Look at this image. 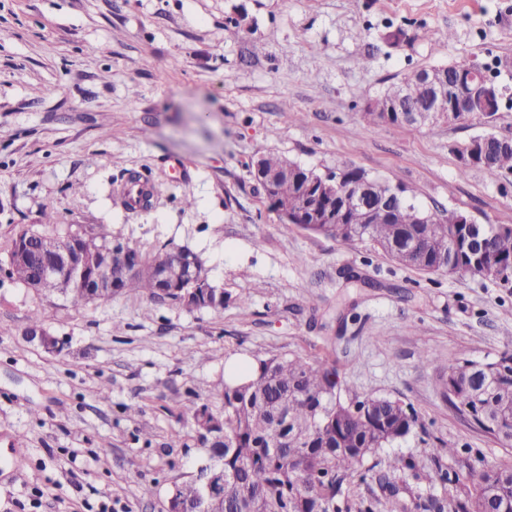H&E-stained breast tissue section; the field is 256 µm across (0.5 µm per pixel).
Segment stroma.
<instances>
[{"label": "stroma", "mask_w": 512, "mask_h": 512, "mask_svg": "<svg viewBox=\"0 0 512 512\" xmlns=\"http://www.w3.org/2000/svg\"><path fill=\"white\" fill-rule=\"evenodd\" d=\"M472 62L512 89V0H0V267L49 207L147 258L189 247L224 291L220 311L138 291L75 308L0 276V512H165L204 454L190 410L218 406L233 356L327 361L349 397L410 407L417 427L380 456L430 473L412 485L421 501L447 502L458 459L512 467V447L440 389L449 366L512 349V285L283 223L252 167L268 153L357 167L420 207L512 225V175L459 177L454 152L512 135V107L490 127L364 118L416 70ZM133 172L147 209L124 205ZM37 310L61 354L27 338Z\"/></svg>", "instance_id": "35a3bbf8"}]
</instances>
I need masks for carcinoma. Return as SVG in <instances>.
<instances>
[{
    "label": "carcinoma",
    "instance_id": "cac0c4a2",
    "mask_svg": "<svg viewBox=\"0 0 512 512\" xmlns=\"http://www.w3.org/2000/svg\"><path fill=\"white\" fill-rule=\"evenodd\" d=\"M402 92L409 107L426 100L423 86L409 75L370 102L368 123L379 125L387 104ZM467 111L488 124L499 109L473 88ZM483 137L489 154L478 169L494 179L512 173V150L499 149L501 134L488 131ZM344 171L340 191L352 195L363 187L366 173L355 167ZM307 178L308 170L299 168L296 181L281 183L271 199L273 206L291 215L301 211L300 189ZM44 217L48 229H24L8 243L10 277L39 294H60L72 305L83 306L90 297L70 272L44 275L41 244L45 240L62 244L72 238L85 253L100 257L114 237L102 224H70L59 231L53 228L51 211H45ZM303 228L341 243L371 242L390 258L424 273L512 284V225L419 224L402 203L372 224L363 223L362 213L353 211L344 224ZM190 257L203 271V262L188 248H164L146 259L127 242L125 257H113L107 274L117 292L138 289L156 301L160 283L149 269L165 270L168 287L182 288ZM340 388L336 367L329 362L280 358L259 361L255 374L242 383H224L222 410L203 404L191 414L196 432H202L200 421L206 415L221 434L219 440L207 435L200 443L207 450V462H216L213 473L223 483V496L205 498L201 482L193 476L176 484V506L184 512H374L372 501L352 502L351 479L361 473L368 458L409 435L417 417L388 397L343 401L336 394ZM443 397L485 433L512 442V349L492 361L465 360L449 367ZM285 406L286 422L278 419ZM404 469L413 471L415 465L399 459L383 469L369 467L381 494L398 512H409L396 478V472ZM447 480L452 490L441 510L478 512L483 506L489 512H512L511 467L464 462Z\"/></svg>",
    "mask_w": 512,
    "mask_h": 512
}]
</instances>
